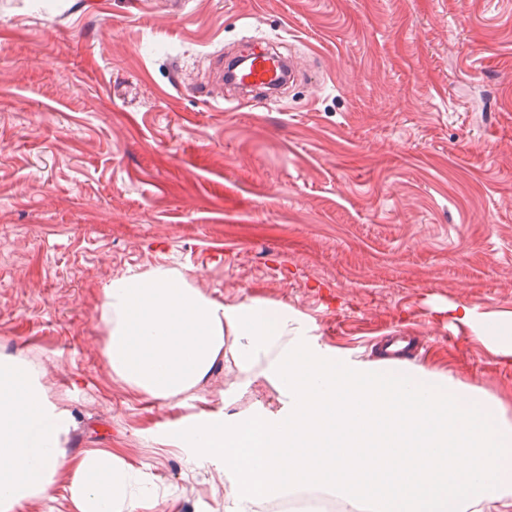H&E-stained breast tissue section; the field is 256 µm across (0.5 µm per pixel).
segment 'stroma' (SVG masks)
<instances>
[{
  "label": "stroma",
  "instance_id": "obj_1",
  "mask_svg": "<svg viewBox=\"0 0 512 512\" xmlns=\"http://www.w3.org/2000/svg\"><path fill=\"white\" fill-rule=\"evenodd\" d=\"M304 68L279 102L220 100L209 64L246 41ZM184 267L233 304L285 302L342 354L416 362L512 411V362L448 310L512 313V0H0V348H40L80 394L74 450L109 448L224 512L166 410L98 349L113 277Z\"/></svg>",
  "mask_w": 512,
  "mask_h": 512
}]
</instances>
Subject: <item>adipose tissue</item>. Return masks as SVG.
I'll return each instance as SVG.
<instances>
[{"mask_svg":"<svg viewBox=\"0 0 512 512\" xmlns=\"http://www.w3.org/2000/svg\"><path fill=\"white\" fill-rule=\"evenodd\" d=\"M504 359L512 314L452 307ZM100 354L113 383L175 408L223 372L225 411H203L170 444L208 463L224 512L304 501L338 512H512V417L476 385L409 364L344 357L282 302L224 304L178 267L125 273L102 290ZM30 349L0 350V512H144L165 502L147 474L108 448L73 451L77 386L55 390ZM277 409L256 413L257 382Z\"/></svg>","mask_w":512,"mask_h":512,"instance_id":"obj_1","label":"adipose tissue"}]
</instances>
